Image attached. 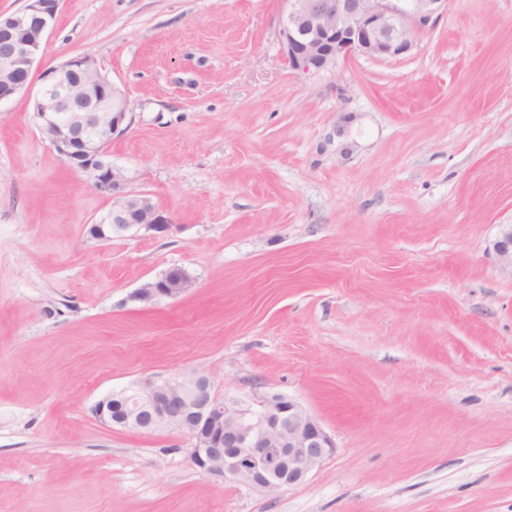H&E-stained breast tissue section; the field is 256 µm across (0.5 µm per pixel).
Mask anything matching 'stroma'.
I'll use <instances>...</instances> for the list:
<instances>
[{"mask_svg": "<svg viewBox=\"0 0 512 512\" xmlns=\"http://www.w3.org/2000/svg\"><path fill=\"white\" fill-rule=\"evenodd\" d=\"M282 0H60L39 69L94 57L109 147L167 231L112 207L0 103V512H512V0H448L395 58L291 68ZM193 286L151 304L145 282ZM301 403L335 443L274 493L173 428L92 413L148 378ZM493 248L501 264L512 270V224L500 225L499 235ZM189 275L180 268H174L162 277L146 282L133 294V299L140 303H151L159 298H176L191 287Z\"/></svg>", "mask_w": 512, "mask_h": 512, "instance_id": "obj_1", "label": "stroma"}]
</instances>
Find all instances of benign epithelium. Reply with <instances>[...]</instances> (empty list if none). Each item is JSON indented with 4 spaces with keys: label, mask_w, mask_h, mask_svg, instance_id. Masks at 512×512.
<instances>
[{
    "label": "benign epithelium",
    "mask_w": 512,
    "mask_h": 512,
    "mask_svg": "<svg viewBox=\"0 0 512 512\" xmlns=\"http://www.w3.org/2000/svg\"><path fill=\"white\" fill-rule=\"evenodd\" d=\"M24 8L0 17V102L26 92L32 120L66 164L84 174L112 200V209L89 227L108 242L132 229L163 232L169 218L146 195L122 192L123 175L109 158L115 135L131 122L129 101L95 58L77 55L40 74L42 56L59 0H25ZM283 50L297 70H324L361 54L392 58L409 53L415 35L433 26L447 0H282ZM502 265L512 268V224L500 225L493 244ZM174 268L133 294L140 303L176 298L191 287ZM104 426L174 428L192 439V464L214 480L273 492L304 482L335 450L331 436L295 399L266 394L228 400L208 375L148 379L131 392L110 394L93 409Z\"/></svg>",
    "instance_id": "obj_1"
}]
</instances>
